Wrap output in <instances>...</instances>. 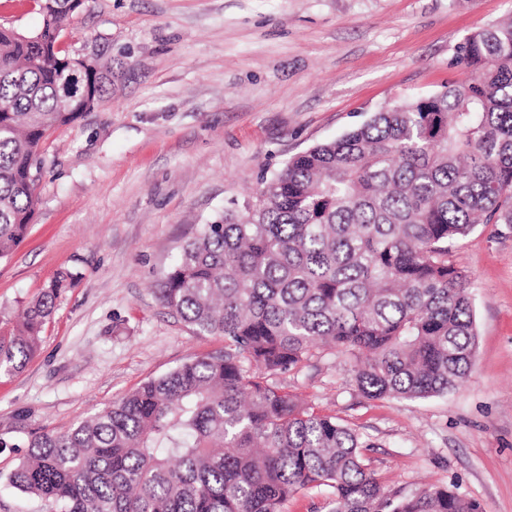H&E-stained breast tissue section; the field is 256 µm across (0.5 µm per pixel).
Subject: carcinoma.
Masks as SVG:
<instances>
[{
  "label": "carcinoma",
  "mask_w": 512,
  "mask_h": 512,
  "mask_svg": "<svg viewBox=\"0 0 512 512\" xmlns=\"http://www.w3.org/2000/svg\"><path fill=\"white\" fill-rule=\"evenodd\" d=\"M37 32L0 26V258L28 236L49 132L112 90V59L84 67L65 105L59 48L74 0H35ZM461 85L372 113L290 158L251 198L201 225L158 289L224 349L193 358L63 434L29 435L9 475L49 512H280L302 489L331 512H483L455 487L403 496L364 464L369 444L274 377L316 348L354 363L367 399L445 396L472 365L477 331L451 244L512 224V17L458 47ZM71 275L0 329V371L37 354Z\"/></svg>",
  "instance_id": "obj_1"
}]
</instances>
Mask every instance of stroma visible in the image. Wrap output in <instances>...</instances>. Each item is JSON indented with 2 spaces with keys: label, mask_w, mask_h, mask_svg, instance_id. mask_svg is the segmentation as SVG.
<instances>
[{
  "label": "stroma",
  "mask_w": 512,
  "mask_h": 512,
  "mask_svg": "<svg viewBox=\"0 0 512 512\" xmlns=\"http://www.w3.org/2000/svg\"><path fill=\"white\" fill-rule=\"evenodd\" d=\"M510 15L512 0H88L62 47L99 41L112 92L50 132L34 222L0 259L6 326L60 273L72 276L37 356L0 375V512H46L8 481L26 433H64L223 349L157 298L200 224L381 107L465 83L458 46ZM452 259L478 332L454 392L365 399L348 356L328 347L278 382L359 433L387 488L453 485L484 512H512V225H479Z\"/></svg>",
  "instance_id": "1"
}]
</instances>
